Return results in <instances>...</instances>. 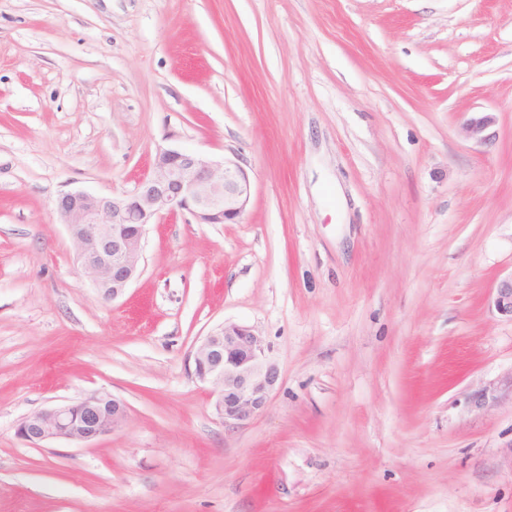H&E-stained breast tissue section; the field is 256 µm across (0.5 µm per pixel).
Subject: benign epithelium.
I'll return each mask as SVG.
<instances>
[{
    "mask_svg": "<svg viewBox=\"0 0 512 512\" xmlns=\"http://www.w3.org/2000/svg\"><path fill=\"white\" fill-rule=\"evenodd\" d=\"M491 118L466 123L472 139H486ZM251 182L231 159L217 160L184 149L157 151L151 173L130 194L102 196L82 190L61 193L54 208L65 224L85 280L106 300H116L140 274L149 225L164 215L188 213L197 224H234L246 211ZM497 312L512 317V275L492 297ZM194 376L213 388V408L228 426L262 412L279 379L277 364L254 329L226 323L200 341L193 353ZM126 403L106 392L25 416L18 436L31 443L88 444L120 428Z\"/></svg>",
    "mask_w": 512,
    "mask_h": 512,
    "instance_id": "obj_1",
    "label": "benign epithelium"
}]
</instances>
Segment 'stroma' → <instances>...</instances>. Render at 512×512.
<instances>
[{
	"instance_id": "35a3bbf8",
	"label": "stroma",
	"mask_w": 512,
	"mask_h": 512,
	"mask_svg": "<svg viewBox=\"0 0 512 512\" xmlns=\"http://www.w3.org/2000/svg\"><path fill=\"white\" fill-rule=\"evenodd\" d=\"M160 147L250 202L104 300L54 202ZM509 274L512 0H0V512H512ZM226 322L280 370L238 427L192 375ZM95 391L112 434L18 437ZM493 305L501 315L512 319V274L501 279L494 288Z\"/></svg>"
}]
</instances>
